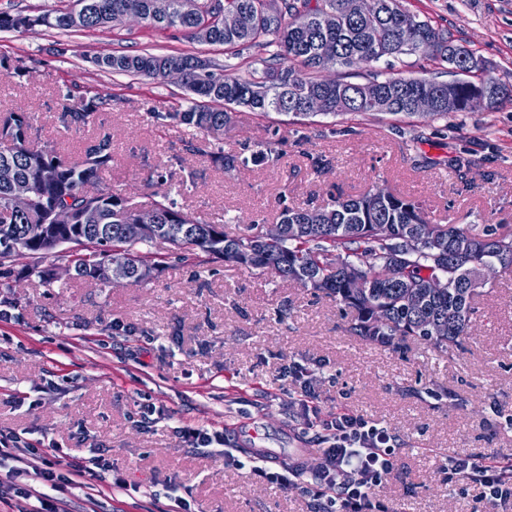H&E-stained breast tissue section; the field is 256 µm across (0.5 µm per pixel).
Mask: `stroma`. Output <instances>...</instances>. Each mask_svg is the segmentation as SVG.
I'll list each match as a JSON object with an SVG mask.
<instances>
[{
    "label": "stroma",
    "instance_id": "35a3bbf8",
    "mask_svg": "<svg viewBox=\"0 0 512 512\" xmlns=\"http://www.w3.org/2000/svg\"><path fill=\"white\" fill-rule=\"evenodd\" d=\"M440 38L486 61L512 86V0H403ZM189 53L212 71L245 75L271 49L230 55L171 29L133 21L95 32L45 26L0 31V118L29 117L27 136L62 160L102 137L112 165L101 188L147 207L170 195L185 213L232 235H262L284 208H327L373 187L421 204L438 224H490L512 232V102L445 119L389 114L261 116L240 108L217 140L225 154L271 146L261 166L225 169L185 144L192 131L163 121L192 95L178 80L102 71L108 54ZM447 80L431 54L333 69L364 83L372 71ZM93 100L92 121L68 110ZM151 278L104 286L64 271L54 255L15 257L0 274V431H27L78 455L100 449L112 469L144 486L179 482L193 512H314L305 485L283 489L246 462L193 447L186 428L223 431L281 459L301 453L309 418L300 366L322 417L346 407L386 427L396 467L377 490L386 512H484L479 487L449 479V457H512V272L487 274L462 346L406 340L380 347L349 331L354 313L335 298L204 254L149 244ZM52 271L51 282L29 275ZM156 411L142 422L141 407Z\"/></svg>",
    "mask_w": 512,
    "mask_h": 512
}]
</instances>
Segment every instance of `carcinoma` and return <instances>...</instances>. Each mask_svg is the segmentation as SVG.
<instances>
[{
  "label": "carcinoma",
  "instance_id": "cac0c4a2",
  "mask_svg": "<svg viewBox=\"0 0 512 512\" xmlns=\"http://www.w3.org/2000/svg\"><path fill=\"white\" fill-rule=\"evenodd\" d=\"M213 2L199 0L200 9L191 16L183 13L181 0H169L167 14L157 17L152 0H68V5L50 14H0V31L42 25L90 32L115 27L125 17L138 15L150 28L175 29L194 39L203 28L206 43L226 50L245 43L274 46V56L300 65L257 77L200 70L198 58L188 54H112L96 59L105 71L154 80L164 79L169 68L182 71L188 90L200 101L164 118L201 135L216 134L230 124L233 116L227 107L231 105L304 120L308 115L300 112L301 102L312 95L322 96L326 112L332 114L379 112L378 102L384 100L389 102L384 113L408 116V101L427 95L438 101L433 112L436 118L468 111L469 97L484 89L493 94L494 107L512 101V89L495 78L471 80L483 71L481 65L470 67L471 51L443 39L428 45L412 43L408 33L412 23L421 36L435 32L405 8L402 0H381L378 12L366 18L349 16L344 0H224V7L252 15L253 27L241 32L224 30V22L210 8ZM418 51H429L448 64L454 79L392 76L355 83L324 75L338 66L351 68ZM27 128L26 117L15 112L0 122V167L9 166L15 174L13 182H0V268L20 253L51 254L61 241L72 245L68 262L77 275L110 285L112 280L104 270L118 261L129 267L130 283H140L152 270L140 246L161 240L175 252L200 251L244 268L271 269L285 281L332 295L354 309L356 318L349 331L367 342L393 346L417 338L442 347L457 346L469 335L472 300L478 288L470 279L475 267L490 255L502 268L512 267V234L501 235L488 224H438L436 229L446 241V247L439 250L428 238L427 226L432 221L422 206L378 186L356 198L339 199L331 209L285 208L279 221L283 233L277 238L231 236L222 224L197 222L164 195L152 205L157 224L144 237L130 240L123 234V225L139 223V209L110 191L90 194L86 190L99 183L111 166L109 140L89 148L80 164L69 165L33 145ZM210 154L227 169L239 163L260 165L268 157L261 149L247 156H226L221 149H212ZM20 188L30 195L25 211L13 204ZM58 207L70 209L74 223H52L51 215ZM377 224L391 225V236L379 239ZM390 263L400 267L396 283L382 279V269ZM436 277L448 279L446 292L429 290ZM353 279L364 280L367 287H349ZM378 307L388 309V322L373 320ZM430 320L443 322L448 333L429 335L426 323Z\"/></svg>",
  "mask_w": 512,
  "mask_h": 512
}]
</instances>
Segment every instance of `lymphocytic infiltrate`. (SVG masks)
I'll return each instance as SVG.
<instances>
[{
  "mask_svg": "<svg viewBox=\"0 0 512 512\" xmlns=\"http://www.w3.org/2000/svg\"><path fill=\"white\" fill-rule=\"evenodd\" d=\"M318 453L311 493L315 512H376L373 494L395 469L393 436L377 423L339 409L319 422ZM110 460L76 456L57 444L36 447L22 433H0V503L24 498L28 512H67L70 490L98 491L102 482L126 489L122 477H111ZM448 470L480 486L487 512L512 504V459L452 457Z\"/></svg>",
  "mask_w": 512,
  "mask_h": 512,
  "instance_id": "f902f5d3",
  "label": "lymphocytic infiltrate"
}]
</instances>
